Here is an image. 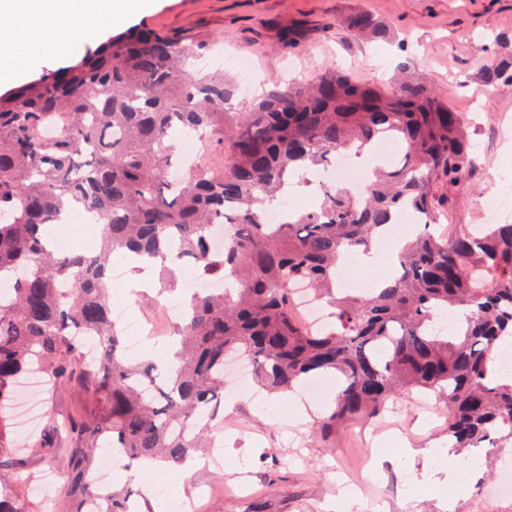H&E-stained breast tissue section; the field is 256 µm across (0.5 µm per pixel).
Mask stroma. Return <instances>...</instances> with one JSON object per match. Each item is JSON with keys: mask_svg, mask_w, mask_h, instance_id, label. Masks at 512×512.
I'll use <instances>...</instances> for the list:
<instances>
[{"mask_svg": "<svg viewBox=\"0 0 512 512\" xmlns=\"http://www.w3.org/2000/svg\"><path fill=\"white\" fill-rule=\"evenodd\" d=\"M365 11L411 44L408 62L413 75L447 91L449 104L460 112L478 113L474 140L477 171L469 188L457 191L451 211L455 224L480 223L479 192L505 189V162L512 160V131L501 132V119L512 120V84L484 86L479 71L499 36L512 38V0H153L149 11L130 17L121 26L103 25L84 42L97 46L109 36L133 29L154 28L169 36L202 40L207 51L189 60L197 73L214 52L248 54L257 78V91L272 82L295 77L312 82L329 68L348 73L362 84H386L399 60L396 47L353 39L343 19ZM301 22L313 37L305 53L288 56L279 43L281 28ZM113 306L139 319L142 359L168 356L171 338L156 333L162 317L156 288L144 287L131 275L110 286ZM442 398L432 392L401 391L368 426L394 424L392 443L366 451L354 441L350 428L327 437L316 421L324 402L310 404L298 415L290 401L274 410L257 406L251 397L224 400V418L216 439L222 440L226 464L209 469L136 467L112 469L113 485H131L140 494V512H183V505L200 499L199 512H483L481 504L492 489L500 466L498 453L474 449L478 478L468 479L455 498L439 494L455 470L440 452L448 443ZM29 487L39 486L45 473L53 482L38 496L40 512H57L67 486L64 469L51 467L38 453L18 452ZM362 474L368 495L345 505L340 471ZM159 497L145 495V488Z\"/></svg>", "mask_w": 512, "mask_h": 512, "instance_id": "35a3bbf8", "label": "stroma"}]
</instances>
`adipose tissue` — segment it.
Here are the masks:
<instances>
[{"mask_svg": "<svg viewBox=\"0 0 512 512\" xmlns=\"http://www.w3.org/2000/svg\"><path fill=\"white\" fill-rule=\"evenodd\" d=\"M152 0H0V76H20L42 54L77 53L104 22L122 23Z\"/></svg>", "mask_w": 512, "mask_h": 512, "instance_id": "obj_1", "label": "adipose tissue"}]
</instances>
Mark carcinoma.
<instances>
[{
	"mask_svg": "<svg viewBox=\"0 0 512 512\" xmlns=\"http://www.w3.org/2000/svg\"><path fill=\"white\" fill-rule=\"evenodd\" d=\"M358 40L386 41L388 27L366 12L343 20ZM308 29L279 33L290 53L306 49ZM204 48L142 29L110 38L80 61L0 94V512H36L21 503L26 485L13 457L18 438L10 406L16 383L38 369L76 386L97 408L53 418L38 448L68 472L61 512H129L134 491L100 492L88 474L99 452L118 448L123 468L179 466L195 458L219 418L224 363L253 362L260 387L294 390L322 375L339 377L320 429L331 433L375 414L400 390L432 391L448 409L453 447H497L512 437V384L493 375L496 348L512 339V224L453 236L437 224L452 206L447 190L475 174L468 130L474 119L448 105L447 92L399 70L390 92L329 70L305 86L274 87L249 110L226 107L224 75L196 78L184 62ZM489 86L512 83V53L483 68ZM53 126L54 137L43 129ZM199 129L222 149L198 174L176 153L173 129ZM382 134L404 145L399 167L378 165L364 199L331 184L319 206L266 224L300 170L362 156ZM79 205L103 219L100 251L63 252L43 228ZM401 210L421 218L384 288H336L346 248L368 252ZM211 224L234 228L224 251L205 243ZM135 253L162 263L190 260L224 289L194 290L176 327L181 348L161 371L132 363L112 320L110 259ZM307 283L334 309L331 329L309 332L289 291ZM448 308L467 328L435 329ZM69 454L58 461L56 441Z\"/></svg>",
	"mask_w": 512,
	"mask_h": 512,
	"instance_id": "obj_1",
	"label": "carcinoma"
}]
</instances>
